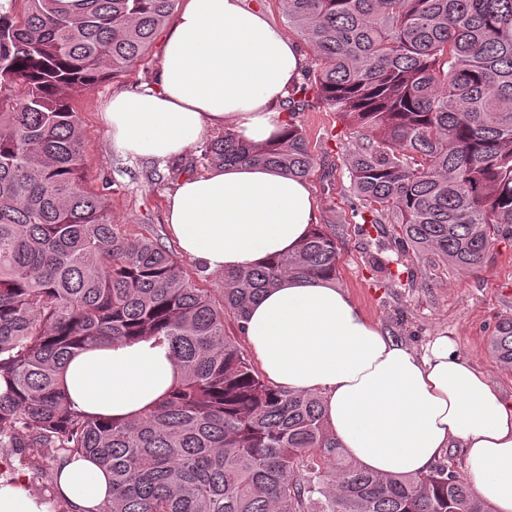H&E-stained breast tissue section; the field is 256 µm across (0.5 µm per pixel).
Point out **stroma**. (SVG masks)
<instances>
[{"label": "stroma", "mask_w": 512, "mask_h": 512, "mask_svg": "<svg viewBox=\"0 0 512 512\" xmlns=\"http://www.w3.org/2000/svg\"><path fill=\"white\" fill-rule=\"evenodd\" d=\"M246 8L264 12L270 22L296 40L303 57L299 81L308 84L316 68L311 46L289 29L280 0H243ZM165 33L157 31L146 52L127 72L96 88L74 91L72 104L80 114L87 186L103 194L112 221L131 238H158L168 247L176 242L166 222L167 201L179 182L208 171L198 147L168 160L134 157L118 150L104 112L112 96L156 87ZM315 157L308 183L315 197L317 221L331 224L338 236L336 283L346 290L389 336L413 350L433 337L455 339L461 354L478 363L505 395L512 396V367L503 366L490 352L488 341L500 320L512 318V239L498 240L485 267L469 271L443 262L430 253L403 248L393 224H365L354 216V196L343 159L356 148L352 128L322 104L316 89L296 112ZM20 449L0 454V477L23 475L36 495H44L54 465L43 460L21 462Z\"/></svg>", "instance_id": "1"}]
</instances>
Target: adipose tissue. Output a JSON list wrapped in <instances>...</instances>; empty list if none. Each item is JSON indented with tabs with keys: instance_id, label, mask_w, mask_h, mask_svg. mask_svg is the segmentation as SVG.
<instances>
[{
	"instance_id": "adipose-tissue-1",
	"label": "adipose tissue",
	"mask_w": 512,
	"mask_h": 512,
	"mask_svg": "<svg viewBox=\"0 0 512 512\" xmlns=\"http://www.w3.org/2000/svg\"><path fill=\"white\" fill-rule=\"evenodd\" d=\"M301 67L296 43L243 0H179L158 87L113 96L105 117L117 147L140 158L181 155L209 126L270 143L288 129L278 108ZM316 209L306 180L240 164L184 179L167 224L184 255L221 273L296 251ZM245 327L268 379L318 396L340 447L362 468L418 477L459 448L475 493L495 512H512V397L451 337L415 352L334 281L291 277L250 306ZM177 375L166 348L136 341L87 348L59 378L80 409L135 419ZM58 487L72 512H101L112 497L109 473L88 457L61 461ZM0 512H50V505L24 479H0Z\"/></svg>"
}]
</instances>
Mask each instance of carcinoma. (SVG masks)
<instances>
[{
    "instance_id": "1",
    "label": "carcinoma",
    "mask_w": 512,
    "mask_h": 512,
    "mask_svg": "<svg viewBox=\"0 0 512 512\" xmlns=\"http://www.w3.org/2000/svg\"><path fill=\"white\" fill-rule=\"evenodd\" d=\"M0 0V448L27 460L94 458L112 476L102 512H493L447 465L374 475L348 458L320 399L274 385L249 358L248 309L285 277L336 279V232L200 288L157 239L122 235L84 186L70 91L127 72L176 0ZM312 47L322 102L366 143L345 157L363 222L478 269L512 237V0H284ZM288 106L285 139L224 135L213 166L305 178L314 157ZM149 339L180 376L139 418L78 409L65 361L91 345ZM512 364V319L490 338Z\"/></svg>"
}]
</instances>
